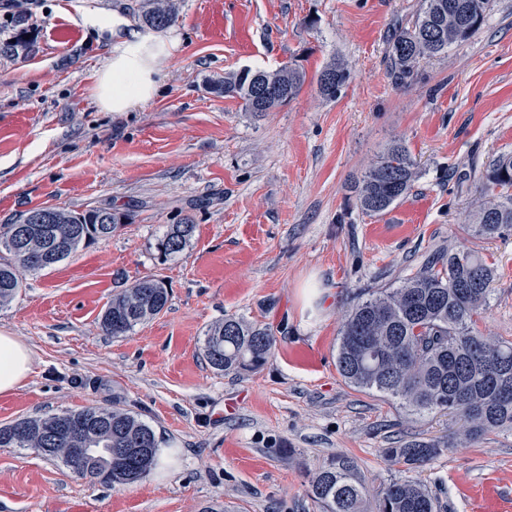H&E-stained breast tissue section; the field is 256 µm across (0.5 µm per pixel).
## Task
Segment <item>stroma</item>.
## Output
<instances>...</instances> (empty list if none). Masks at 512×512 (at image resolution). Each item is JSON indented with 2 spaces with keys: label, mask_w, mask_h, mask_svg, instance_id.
<instances>
[{
  "label": "stroma",
  "mask_w": 512,
  "mask_h": 512,
  "mask_svg": "<svg viewBox=\"0 0 512 512\" xmlns=\"http://www.w3.org/2000/svg\"><path fill=\"white\" fill-rule=\"evenodd\" d=\"M144 0H0V225L56 205L127 215L112 236L28 276L0 308V331L33 352L23 388L0 396V425L86 406L137 414L171 462L112 488L34 450L0 448V512H320L310 473L353 457L369 490L404 466L395 432L448 435V415L415 416L359 392L336 370V339L358 294L393 288L440 250L472 249L496 270L475 328L512 340V231L488 240L465 217L484 201V166L512 155V0L421 59L409 84L390 69L389 36L422 0H175L178 38L158 93L101 110L94 75L113 37L89 19ZM75 29L70 42L61 29ZM339 60L333 99L317 86ZM292 63L299 94L270 112L210 86L242 68ZM418 163L409 194L363 214L352 187L394 141ZM196 229L162 258L167 225ZM155 275L166 308L113 338L99 318L120 289ZM236 316L278 338L272 361L219 373L200 354L209 327ZM444 512H512V432L458 445L419 472ZM328 73H335L337 79L336 90L332 93H327L324 91L322 80L323 77ZM349 79V71L344 66L343 63L333 60L329 64H327L323 69L319 72L317 77V84L319 88V92L322 96L326 98H335L337 94L340 92L341 88L346 84Z\"/></svg>",
  "instance_id": "stroma-1"
}]
</instances>
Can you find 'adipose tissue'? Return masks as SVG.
<instances>
[{
	"label": "adipose tissue",
	"instance_id": "1",
	"mask_svg": "<svg viewBox=\"0 0 512 512\" xmlns=\"http://www.w3.org/2000/svg\"><path fill=\"white\" fill-rule=\"evenodd\" d=\"M93 23L123 33L112 45L108 65L96 75L94 94L99 106L107 112H127L153 98L161 84L162 66L177 45L176 38L133 28L117 12L94 18ZM33 367L31 349L17 336L0 332V395L20 389Z\"/></svg>",
	"mask_w": 512,
	"mask_h": 512
}]
</instances>
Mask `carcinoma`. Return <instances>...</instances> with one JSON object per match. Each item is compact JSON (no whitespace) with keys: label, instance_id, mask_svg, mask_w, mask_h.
I'll return each mask as SVG.
<instances>
[{"label":"carcinoma","instance_id":"cac0c4a2","mask_svg":"<svg viewBox=\"0 0 512 512\" xmlns=\"http://www.w3.org/2000/svg\"><path fill=\"white\" fill-rule=\"evenodd\" d=\"M492 0H422L408 29L391 39L389 60L396 78L414 79L419 60L440 54L475 33ZM176 17L174 0H147L142 22L154 29L168 27ZM336 74V90L324 91L322 80ZM305 79L286 63L274 71L248 68L212 81L215 92L242 100L245 110L268 112L294 99ZM349 79L343 63L332 61L319 72V92L334 98ZM280 90L275 101L258 108L255 86ZM418 164L402 142L392 144L354 187L357 205L370 215L387 211L410 191ZM483 193L497 192L474 214L475 232L485 238L512 230V156L500 157L480 177ZM53 215L56 240L63 249L52 263L42 261L40 242L26 250L14 248L15 224L0 226V247L9 254L0 261V307L10 304L22 288L21 274H36L57 265L81 246L102 239L103 225L112 228L128 219L107 206L82 212L48 205L35 209ZM195 225L170 224L158 239L162 256L182 253ZM494 268L476 252L441 254L439 262L404 279L396 288L378 289L353 304L340 331L336 368L345 383L376 393L411 415L445 413L461 422L465 436L475 441L487 434L512 431V340L474 331V317L490 300ZM169 301L162 280L144 277L121 289L102 312L100 329L114 338L125 336L161 313ZM277 338L267 327L242 318L226 317L212 325L202 354L220 372L258 371L268 364ZM453 438H401L383 449L396 464L418 471L446 451ZM0 448H55L52 458L75 475L109 486L133 483L157 464V444L150 426L120 408L84 407L45 417L23 418L0 426ZM70 448L97 452L75 463ZM308 496L322 512H441L442 505L418 479L395 478L369 494L356 462L338 455L309 479Z\"/></svg>","mask_w":512,"mask_h":512}]
</instances>
